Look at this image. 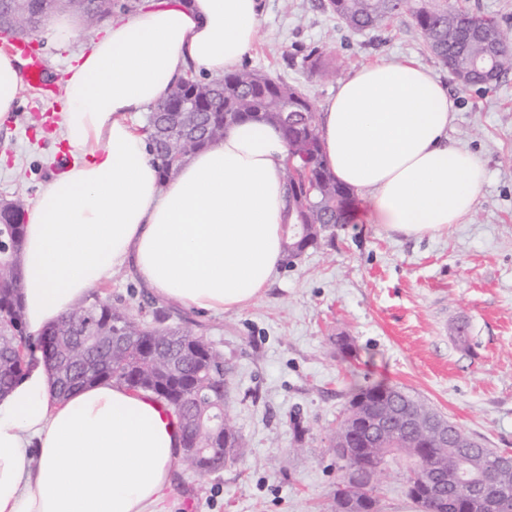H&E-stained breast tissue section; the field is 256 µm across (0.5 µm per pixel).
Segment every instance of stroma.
<instances>
[{
	"mask_svg": "<svg viewBox=\"0 0 512 512\" xmlns=\"http://www.w3.org/2000/svg\"><path fill=\"white\" fill-rule=\"evenodd\" d=\"M323 0H260L259 38L242 64L324 106L336 84L312 76L309 55L349 74L380 59H412L446 79L458 112L449 142L476 153L487 181L474 212L437 237H406L366 221L281 266L262 297L214 315L181 308L230 368L227 410L247 448L205 476L179 470L170 512H335L332 440L354 384L405 388L487 447L512 451V74L490 89L460 88L424 46L410 15L354 32ZM103 34L82 25L64 46L36 35L52 88L23 85L0 116V198L31 209L71 154L59 133L73 57ZM95 297L130 309L150 300L127 269ZM467 327L466 341L451 329ZM356 347L353 360L337 337ZM408 463L392 461L378 512H421L406 494Z\"/></svg>",
	"mask_w": 512,
	"mask_h": 512,
	"instance_id": "obj_1",
	"label": "stroma"
}]
</instances>
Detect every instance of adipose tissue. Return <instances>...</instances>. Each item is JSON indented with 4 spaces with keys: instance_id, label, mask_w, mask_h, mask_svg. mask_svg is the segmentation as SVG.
<instances>
[{
    "instance_id": "1",
    "label": "adipose tissue",
    "mask_w": 512,
    "mask_h": 512,
    "mask_svg": "<svg viewBox=\"0 0 512 512\" xmlns=\"http://www.w3.org/2000/svg\"><path fill=\"white\" fill-rule=\"evenodd\" d=\"M259 30V0H144L77 56L61 120L75 159L24 226L29 333L127 267L157 297L216 315L268 288L288 221L280 130L234 125L164 180L132 122L189 73L237 70ZM456 111L441 79L411 60L382 59L339 81L321 137L368 223L437 235L473 212L485 166L449 142ZM182 457L178 416L118 382L60 399L50 368L31 362L0 395V512H168Z\"/></svg>"
}]
</instances>
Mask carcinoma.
<instances>
[{"label":"carcinoma","mask_w":512,"mask_h":512,"mask_svg":"<svg viewBox=\"0 0 512 512\" xmlns=\"http://www.w3.org/2000/svg\"><path fill=\"white\" fill-rule=\"evenodd\" d=\"M34 28L66 3L28 0ZM328 8L352 31L376 29L386 21L409 14L428 49L448 68L463 89L490 87L512 72V39L499 23L477 16L450 0H329ZM199 112L195 113L194 140L173 148L164 134L175 121L167 111L172 101L185 93L177 84L167 100L148 113L141 131L147 134L149 148L160 175L170 177L192 152L224 137V129L252 121L278 127L288 151L283 177L288 187V215L284 225L286 261L292 265L309 248L325 239H334L336 228L351 223L353 190L341 183L330 170L320 136V112L314 102L297 88L270 75L241 68L222 79L198 81ZM18 213L0 209V393L7 391L23 373L30 338L23 323L20 268L23 259V232L17 230ZM154 325L134 317L123 306L96 300L72 310L50 328L60 337L66 373L54 370L58 396L101 380H114L134 391L147 392L174 411L186 425L187 415L198 421L196 446L208 447L213 440V420L224 418V443L229 445L230 461L243 454L242 435L228 419L226 409L206 405L190 406L180 400L195 390L205 396L220 397L226 392L224 355L203 336L178 324L169 323L170 313L163 305L150 304ZM116 330L127 337L123 349L111 354L106 344L91 339L90 324ZM186 341L198 356L193 374L174 378L169 374L168 351L176 339ZM369 402L384 405L387 412L382 432L369 436L371 423L362 407ZM435 409L403 388L386 383L355 388L348 400L344 418L336 429L333 447L350 439L353 457L340 461L339 481L334 495L336 512H377V483L369 482L357 465L372 459L382 465L389 457L409 460L407 495L431 512H463L453 489V469L462 456L455 443V426L448 430V444L427 442L426 426ZM470 454L472 468L481 471L497 451L479 441ZM197 474L219 470L208 454L184 460ZM512 512V471L488 484L472 503V512Z\"/></svg>","instance_id":"carcinoma-1"}]
</instances>
